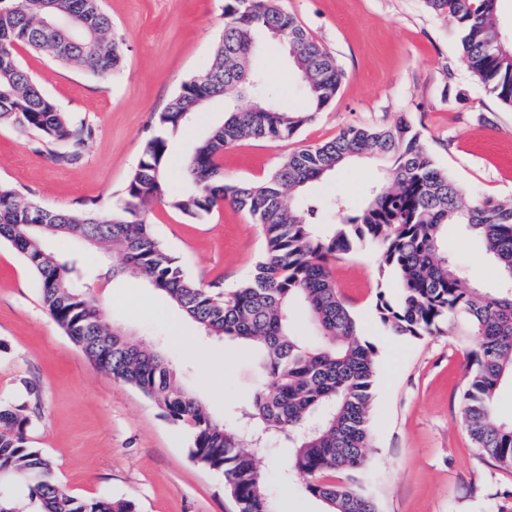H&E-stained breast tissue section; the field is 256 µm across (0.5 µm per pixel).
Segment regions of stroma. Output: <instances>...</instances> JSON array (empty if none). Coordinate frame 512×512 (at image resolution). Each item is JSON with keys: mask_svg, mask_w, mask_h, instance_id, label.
<instances>
[{"mask_svg": "<svg viewBox=\"0 0 512 512\" xmlns=\"http://www.w3.org/2000/svg\"><path fill=\"white\" fill-rule=\"evenodd\" d=\"M225 0H102L122 42L124 66L109 78L61 66L48 54L18 48L21 64L59 109L93 126L95 136L72 164L55 161L37 132L0 121V185L55 210L94 204L106 212L122 196L155 116L181 85L211 63L224 31ZM343 72L335 99L293 138L244 140L224 153V178L258 181L304 146L345 126L386 127L406 119L442 170L476 197L512 201V108L490 97L460 56L454 20L424 0H280ZM261 69L283 101L303 96L281 45L262 44ZM224 119L209 105L169 142L167 180L183 187L182 159ZM368 161L347 163L315 183L310 195L336 194L360 209L372 187L388 186ZM159 241L202 285L235 288L253 270L264 241L243 211L224 204L190 222L159 204L143 214ZM448 249L482 287L499 277L482 244L462 226L448 227ZM332 273L360 332L376 351L373 436L363 490L381 512H489L490 494L512 493V472L473 448L461 423L469 344L454 328L421 339L392 335L380 323L378 293L395 297L380 278L376 250L337 259ZM85 291L124 326L161 348L183 382L212 414L233 423L259 384L253 357L233 342L203 335L135 278L91 275ZM40 390L30 439L52 459L58 482L80 498L111 497L135 512H236L222 473L193 461L189 436L165 420L141 392L97 369L44 308L35 273L0 242V402L21 400L25 383ZM281 450L258 458L278 512H324L282 481Z\"/></svg>", "mask_w": 512, "mask_h": 512, "instance_id": "1", "label": "stroma"}]
</instances>
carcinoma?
<instances>
[{"label":"carcinoma","mask_w":512,"mask_h":512,"mask_svg":"<svg viewBox=\"0 0 512 512\" xmlns=\"http://www.w3.org/2000/svg\"><path fill=\"white\" fill-rule=\"evenodd\" d=\"M501 0H425L450 16L469 72L486 92L512 106V40L498 26ZM275 29L301 83L304 104L292 108L257 65L259 38ZM47 52L71 68L99 77L120 71L122 49L112 17L101 0H0V119L40 133L56 161L72 163L93 136L92 128L61 112L22 67L16 48ZM210 85L227 104L224 122L199 140L184 161L191 187L168 186L169 137L205 109L179 112L169 102L157 116V133L145 143L124 196L109 213L90 207L53 210L0 186V240L7 241L38 277L40 297L53 320L100 370L144 394L161 415L183 428L190 456L224 476L238 512H276L268 477L256 449L276 443L288 449L284 476L300 475L301 490L326 512H380L359 482L372 439L374 347L362 338L356 316L336 289L331 264L374 245L381 274L395 278L393 299L380 292L381 324L396 336L441 333L448 322L472 339L462 392V423L472 445L494 466L512 470V421L500 419L494 397L512 381V202L472 197L439 168L420 134L406 121L384 128L350 125L335 137L284 158L263 180L224 179V150L244 139H290L337 95L342 72L335 61L278 0H240L224 5V32L212 64ZM259 95L273 111L239 109L231 102ZM365 158L382 164L391 186L375 190L351 213L343 200L303 195L311 183L340 165ZM220 202L246 211L264 236L263 254L235 289L217 292L186 273L142 217L160 203L190 220ZM325 209L340 220L322 223ZM459 224L480 241L499 275L496 288H482L467 267L448 253V225ZM50 238L84 241L101 253L118 252L123 263L112 277H137L167 297L207 335L237 341L257 356L267 379L239 411L232 427L209 411L177 377L169 360L123 327L109 322L91 297L73 286L89 272L83 258L65 259ZM301 308L315 335L297 328ZM112 339V353L103 343ZM0 406V482L30 491L36 512H135L129 500L78 499L58 483L51 459L31 444L29 400ZM336 473L345 481H333Z\"/></svg>","instance_id":"obj_1"}]
</instances>
